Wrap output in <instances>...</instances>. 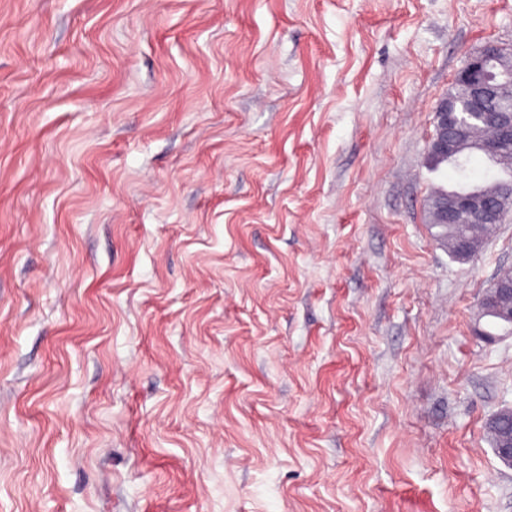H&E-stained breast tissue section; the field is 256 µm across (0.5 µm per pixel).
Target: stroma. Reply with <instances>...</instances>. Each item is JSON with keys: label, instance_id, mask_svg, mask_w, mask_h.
<instances>
[{"label": "stroma", "instance_id": "35a3bbf8", "mask_svg": "<svg viewBox=\"0 0 512 512\" xmlns=\"http://www.w3.org/2000/svg\"><path fill=\"white\" fill-rule=\"evenodd\" d=\"M488 40L512 0H0V512H512V219L462 261L428 209ZM507 275V278L504 276ZM498 288L489 305L483 302L480 306L486 312L495 314L503 323H512V270L503 271L498 277Z\"/></svg>", "mask_w": 512, "mask_h": 512}]
</instances>
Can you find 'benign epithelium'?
<instances>
[{
  "instance_id": "obj_1",
  "label": "benign epithelium",
  "mask_w": 512,
  "mask_h": 512,
  "mask_svg": "<svg viewBox=\"0 0 512 512\" xmlns=\"http://www.w3.org/2000/svg\"><path fill=\"white\" fill-rule=\"evenodd\" d=\"M458 93H450L438 104L434 123L437 135L430 147V154L459 156L465 137L459 134L462 97L471 112H478V124L496 129L500 136L512 140V51L495 41L486 42L472 54L455 79ZM501 200L483 191L449 195L443 198L436 210L440 224H458L466 214H478L486 224L499 221ZM484 244V236L475 232L456 244L449 253L456 259L476 257ZM481 308L495 314L502 322L512 323V270L499 275L498 288L491 303Z\"/></svg>"
}]
</instances>
